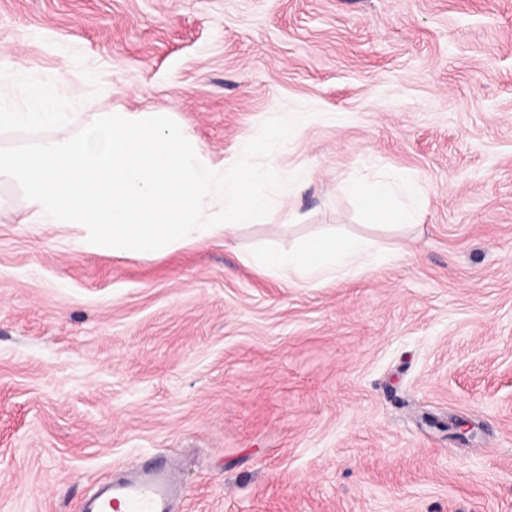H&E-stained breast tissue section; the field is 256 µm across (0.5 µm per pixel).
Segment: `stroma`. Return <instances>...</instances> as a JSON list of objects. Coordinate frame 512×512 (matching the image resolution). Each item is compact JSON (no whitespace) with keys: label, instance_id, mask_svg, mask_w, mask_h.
<instances>
[{"label":"stroma","instance_id":"stroma-1","mask_svg":"<svg viewBox=\"0 0 512 512\" xmlns=\"http://www.w3.org/2000/svg\"><path fill=\"white\" fill-rule=\"evenodd\" d=\"M76 52L71 129L163 110L227 165L307 110L269 159L303 178L149 257L75 252L0 185V512L156 462L177 512H512V0H0V60L80 85ZM397 176L415 227L365 230L349 182ZM327 227L376 261L297 288L247 260Z\"/></svg>","mask_w":512,"mask_h":512}]
</instances>
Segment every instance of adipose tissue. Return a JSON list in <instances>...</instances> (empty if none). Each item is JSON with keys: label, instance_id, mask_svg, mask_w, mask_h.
<instances>
[{"label": "adipose tissue", "instance_id": "1", "mask_svg": "<svg viewBox=\"0 0 512 512\" xmlns=\"http://www.w3.org/2000/svg\"><path fill=\"white\" fill-rule=\"evenodd\" d=\"M398 190L409 199L417 196L406 177L398 178L393 185L358 181L349 186L350 194L369 225L402 232L412 225L414 209L410 204L394 203L393 196ZM374 250L375 242L369 237L323 231L304 238L287 251L274 247L259 250L253 260L265 271L299 287L358 274L370 263Z\"/></svg>", "mask_w": 512, "mask_h": 512}]
</instances>
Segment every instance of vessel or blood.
Instances as JSON below:
<instances>
[{"instance_id":"b4317fda","label":"vessel or blood","mask_w":512,"mask_h":512,"mask_svg":"<svg viewBox=\"0 0 512 512\" xmlns=\"http://www.w3.org/2000/svg\"><path fill=\"white\" fill-rule=\"evenodd\" d=\"M175 491L172 472L151 466L123 480L96 485L83 512H171Z\"/></svg>"}]
</instances>
